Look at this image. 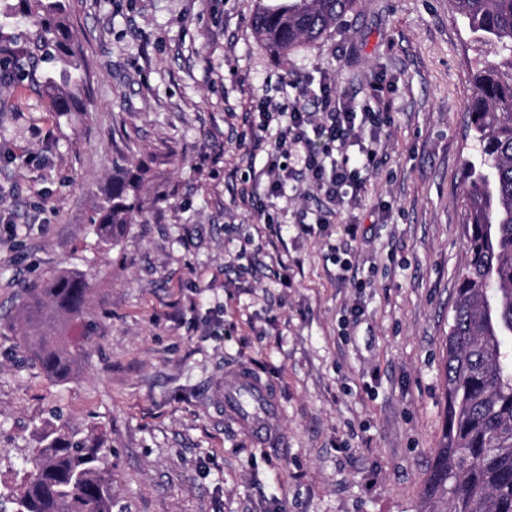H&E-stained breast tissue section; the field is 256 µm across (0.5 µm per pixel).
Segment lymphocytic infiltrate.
<instances>
[{
    "instance_id": "f902f5d3",
    "label": "lymphocytic infiltrate",
    "mask_w": 512,
    "mask_h": 512,
    "mask_svg": "<svg viewBox=\"0 0 512 512\" xmlns=\"http://www.w3.org/2000/svg\"><path fill=\"white\" fill-rule=\"evenodd\" d=\"M310 95L313 104L309 107L297 101L266 105L259 122L250 126L252 141L266 144L268 192L277 194L293 177L292 167L286 164L287 156L291 155L303 163L309 181L333 205H358L365 174L376 170L381 163L378 145L381 129L390 118L389 108L382 103L376 111L355 112L337 95L333 80L326 74L320 75L318 86ZM276 115L284 117L285 124L275 128L273 140L263 141L262 135L271 129V120ZM322 130L329 133L331 142L337 143L339 149L357 147L361 154L359 166L351 169L343 163L328 164L312 152L310 135Z\"/></svg>"
}]
</instances>
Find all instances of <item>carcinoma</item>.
<instances>
[{"instance_id":"cac0c4a2","label":"carcinoma","mask_w":512,"mask_h":512,"mask_svg":"<svg viewBox=\"0 0 512 512\" xmlns=\"http://www.w3.org/2000/svg\"><path fill=\"white\" fill-rule=\"evenodd\" d=\"M356 0H276L253 10L258 44L282 58L337 26ZM473 42L476 89L469 108L479 163L464 162L462 207L466 263L448 323L444 387L448 430L434 449L423 498L431 512H512V0H452ZM34 34L25 56L11 61L17 78L41 65L57 111L83 94L81 52L63 0H18ZM147 170L118 166L94 224L99 241L117 245L141 213ZM89 286L66 273L27 294L23 342L50 377L70 378L81 344L66 336L82 316ZM4 512H112V470L104 444L64 426L42 433L31 466L18 483L0 480Z\"/></svg>"}]
</instances>
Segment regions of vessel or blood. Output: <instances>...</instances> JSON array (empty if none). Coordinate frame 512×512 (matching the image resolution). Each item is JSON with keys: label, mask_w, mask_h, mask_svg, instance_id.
Here are the masks:
<instances>
[{"label": "vessel or blood", "mask_w": 512, "mask_h": 512, "mask_svg": "<svg viewBox=\"0 0 512 512\" xmlns=\"http://www.w3.org/2000/svg\"><path fill=\"white\" fill-rule=\"evenodd\" d=\"M224 417L254 441L270 440V420L279 410V400L271 385L245 362L224 369Z\"/></svg>", "instance_id": "vessel-or-blood-1"}]
</instances>
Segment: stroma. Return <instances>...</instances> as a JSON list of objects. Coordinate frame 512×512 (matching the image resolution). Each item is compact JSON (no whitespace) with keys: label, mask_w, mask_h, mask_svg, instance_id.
<instances>
[{"label":"stroma","mask_w":512,"mask_h":512,"mask_svg":"<svg viewBox=\"0 0 512 512\" xmlns=\"http://www.w3.org/2000/svg\"><path fill=\"white\" fill-rule=\"evenodd\" d=\"M66 8L79 107L0 81V475L27 469L41 428L63 422L104 442L113 512H421L447 428L474 153L478 50L450 0H357L284 60L257 44L251 0ZM316 72L357 111L375 86L391 105L361 205L322 225L325 196L300 173L268 196L265 148L240 142L261 101L305 100ZM119 160L149 173L141 217L109 248L90 223ZM341 260L354 278L337 279ZM61 272L90 288L64 381L21 340L27 290ZM218 320L223 335H207ZM237 361L277 392L269 445L215 399Z\"/></svg>","instance_id":"35a3bbf8"}]
</instances>
